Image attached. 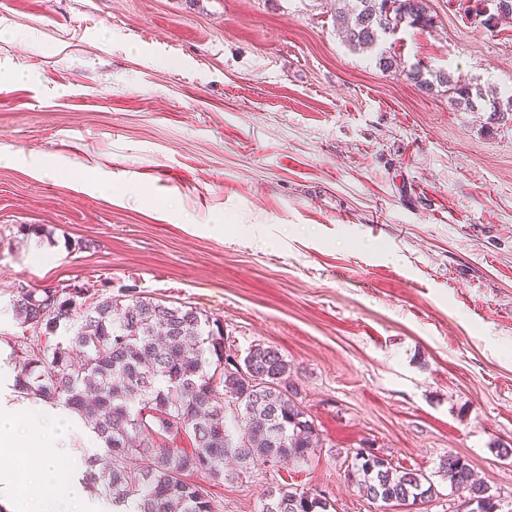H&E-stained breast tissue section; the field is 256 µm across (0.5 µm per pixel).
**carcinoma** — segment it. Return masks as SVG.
<instances>
[{"label": "carcinoma", "mask_w": 512, "mask_h": 512, "mask_svg": "<svg viewBox=\"0 0 512 512\" xmlns=\"http://www.w3.org/2000/svg\"><path fill=\"white\" fill-rule=\"evenodd\" d=\"M336 2V24L355 49L376 50L379 68L396 60L382 48L386 31L430 28L426 0ZM419 88H446L457 106L512 112L502 100L445 71L416 67ZM9 307L23 328L14 341L22 364V388L47 403L70 408L93 424L105 451L104 466L87 480L109 497L116 512H220L216 500L190 480L215 485L281 458L308 462L318 448L313 420L290 384L288 360L257 344L244 357L247 373L261 383L224 373L230 360L224 328L197 308L150 296H114L84 284L18 288ZM65 337L54 339L59 328ZM188 438L192 448L166 441ZM448 482L468 489L467 512H500L501 503L474 478L460 456L443 459ZM347 475L381 508L428 502L434 484L425 474L397 470L366 449L355 451ZM322 492L281 484L265 489L260 512H331Z\"/></svg>", "instance_id": "obj_1"}]
</instances>
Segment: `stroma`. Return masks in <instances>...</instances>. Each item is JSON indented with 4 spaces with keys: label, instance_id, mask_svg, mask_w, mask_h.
I'll return each instance as SVG.
<instances>
[{
    "label": "stroma",
    "instance_id": "1",
    "mask_svg": "<svg viewBox=\"0 0 512 512\" xmlns=\"http://www.w3.org/2000/svg\"><path fill=\"white\" fill-rule=\"evenodd\" d=\"M469 5L427 0L385 71L332 0H0V347L20 283L189 305L281 352L320 439L215 489L222 512L287 483L381 512L358 448L430 478L419 512H456L450 454L512 505V114L409 75L512 94V21ZM424 70L425 68L417 66L410 73L420 89L431 91L435 83L438 87H446L444 92L452 94L451 97L456 105L471 112H474L475 108L479 107V104L487 106V102L490 112H499V114L502 113L503 115L504 112H512V95L508 96L506 100H502L499 97H494L492 93L483 92L481 88L467 83L460 76L455 78L445 71ZM489 95H491V98Z\"/></svg>",
    "mask_w": 512,
    "mask_h": 512
}]
</instances>
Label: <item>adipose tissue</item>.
<instances>
[{"instance_id":"obj_1","label":"adipose tissue","mask_w":512,"mask_h":512,"mask_svg":"<svg viewBox=\"0 0 512 512\" xmlns=\"http://www.w3.org/2000/svg\"><path fill=\"white\" fill-rule=\"evenodd\" d=\"M12 361L0 352V512H108L89 496L73 463L62 477L54 463L70 456L80 434L89 452L101 441L77 414L20 392Z\"/></svg>"}]
</instances>
